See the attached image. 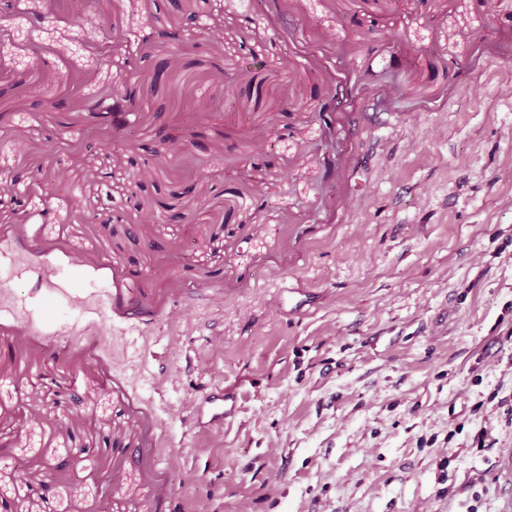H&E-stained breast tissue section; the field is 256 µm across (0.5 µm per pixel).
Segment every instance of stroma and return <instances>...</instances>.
I'll return each mask as SVG.
<instances>
[{"label": "stroma", "instance_id": "stroma-1", "mask_svg": "<svg viewBox=\"0 0 512 512\" xmlns=\"http://www.w3.org/2000/svg\"><path fill=\"white\" fill-rule=\"evenodd\" d=\"M99 3L0 16L8 512H512V0ZM94 0H84V7L81 10H78L76 14H74L73 19L75 23L79 26L86 24L87 16L93 15L96 18V22L99 26L100 32L103 33L106 37L112 38V31L115 29V24L112 23L111 20L106 19L98 10L93 6ZM222 401V402H218ZM230 410L225 409L224 399L212 398L201 404L197 409V421L200 423L216 424L224 423V416ZM207 419L205 422L203 420Z\"/></svg>", "mask_w": 512, "mask_h": 512}]
</instances>
